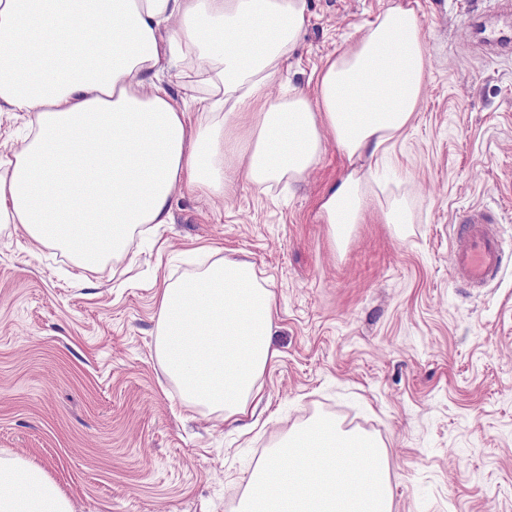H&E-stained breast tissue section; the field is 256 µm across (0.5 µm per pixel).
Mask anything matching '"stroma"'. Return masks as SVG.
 <instances>
[{"label":"stroma","mask_w":512,"mask_h":512,"mask_svg":"<svg viewBox=\"0 0 512 512\" xmlns=\"http://www.w3.org/2000/svg\"><path fill=\"white\" fill-rule=\"evenodd\" d=\"M388 0H307L281 79L308 87ZM429 53L411 125L380 166V212L335 247L319 216L347 160L326 145L294 184L233 174L184 191L172 223L93 269L0 233V452L39 465L74 512H235L266 453L319 417L380 438L394 512H512V266L482 292L451 273L452 226L481 207L512 239V0H417ZM253 265L278 301L275 361L245 424L190 407L156 355L157 294L202 248ZM384 223L393 224L395 229H401L405 224H412L413 217L406 203L400 198H394L385 207L380 205Z\"/></svg>","instance_id":"1"}]
</instances>
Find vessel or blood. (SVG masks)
I'll list each match as a JSON object with an SVG mask.
<instances>
[{
	"label": "vessel or blood",
	"mask_w": 512,
	"mask_h": 512,
	"mask_svg": "<svg viewBox=\"0 0 512 512\" xmlns=\"http://www.w3.org/2000/svg\"><path fill=\"white\" fill-rule=\"evenodd\" d=\"M494 217L485 210L468 211L454 226L455 248L452 269L455 276L473 288H483L504 270L512 245L495 230Z\"/></svg>",
	"instance_id": "1"
}]
</instances>
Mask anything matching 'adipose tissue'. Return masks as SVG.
Returning <instances> with one entry per match:
<instances>
[{"label": "adipose tissue", "instance_id": "adipose-tissue-1", "mask_svg": "<svg viewBox=\"0 0 512 512\" xmlns=\"http://www.w3.org/2000/svg\"><path fill=\"white\" fill-rule=\"evenodd\" d=\"M307 20V0H0V112L27 117L0 156V228L88 268L128 252L140 226L171 223L175 193L223 196L228 158L264 188L300 180L328 138L349 169L320 212L347 244L369 213L373 157L418 106L428 52L412 0H393L326 59L313 92L273 96ZM175 65L204 117L171 93ZM157 303L156 355L182 400L239 422L276 356L273 291L220 258ZM0 512L73 509L41 468L2 456Z\"/></svg>", "mask_w": 512, "mask_h": 512}]
</instances>
